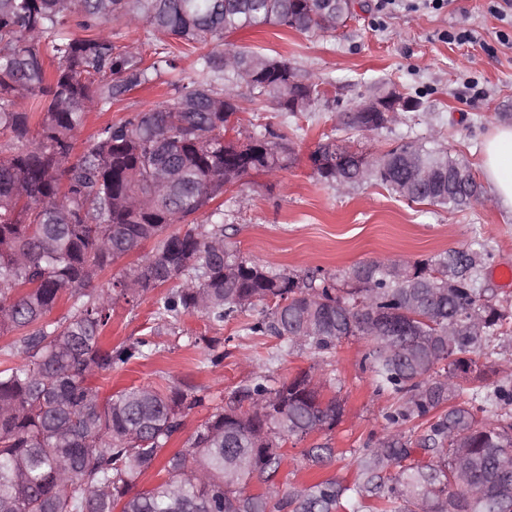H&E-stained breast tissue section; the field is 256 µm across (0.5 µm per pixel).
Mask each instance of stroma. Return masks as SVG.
<instances>
[{
	"label": "stroma",
	"instance_id": "stroma-1",
	"mask_svg": "<svg viewBox=\"0 0 512 512\" xmlns=\"http://www.w3.org/2000/svg\"><path fill=\"white\" fill-rule=\"evenodd\" d=\"M362 2L345 26L333 32L304 34L264 26L229 35L238 47L286 59L303 78L324 81L328 95L314 111L288 116L277 112L271 101L251 99L247 88L239 87L241 131L268 123L287 125L297 161L274 177H246L224 194L227 240L248 259L300 276L315 268L342 275L370 261L426 259L478 240L491 254L483 286L511 315L512 279L503 272L512 268V209L491 198L451 211L408 202L377 183L340 190L317 179L309 156L325 134L378 152L414 138L447 147L473 174H480L485 136L497 126L512 125V24L491 14L488 0H444L439 9L417 8L413 0H403L390 13L379 11L377 0ZM460 26L476 30L477 41H449V30ZM171 49L176 73L160 74L109 111L87 112L76 135V152H83L104 125L167 101L173 76H193L196 52L177 41ZM383 84L418 97L422 110L373 133L337 122L338 113ZM156 298L149 292L133 303H113L104 347L145 338L153 351L112 375L96 377L94 384L104 397L142 385H187L202 396V405L184 417L168 452L184 449L214 409L227 405L259 373L268 375L274 387L310 374L322 383L324 398L338 397L343 405L333 430L285 444L286 460L277 476L282 490L324 479L353 483L357 456L393 432L385 415L395 399L378 392L371 372L363 367L365 340L350 339L330 353L292 348L274 336L247 334L238 320L217 324L198 313L161 319ZM325 442L335 449V458L309 466L305 449Z\"/></svg>",
	"mask_w": 512,
	"mask_h": 512
}]
</instances>
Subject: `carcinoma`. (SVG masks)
I'll return each mask as SVG.
<instances>
[{"mask_svg":"<svg viewBox=\"0 0 512 512\" xmlns=\"http://www.w3.org/2000/svg\"><path fill=\"white\" fill-rule=\"evenodd\" d=\"M323 0H0V512H512V415L479 419L481 402L512 404L507 377L488 395L470 386L476 357L505 314L478 287L490 253L449 249L427 259L361 264L348 288L321 270L301 278L242 256L224 242V211H208L251 174L292 167L288 133L270 125L236 137V88L270 98L277 111L310 112L313 81L299 83L288 108L286 59L224 45V36L258 25L300 33L334 30ZM75 20L81 34L65 32ZM143 24L150 54L122 45L105 26ZM198 51L195 77L170 83L165 104L107 124L73 157V140L92 107L109 110L164 67L176 68L166 40ZM36 102L33 112L19 101ZM345 124L374 132L370 112L345 113ZM310 157L317 179L353 188L376 181L415 203L462 210L484 199L469 167L431 142L407 141L384 152L354 149L324 135ZM208 212V224L195 215ZM154 242L151 254L100 293L88 290L112 263ZM463 277L448 291V277ZM157 314L198 312L222 323L250 312L243 330L288 339L316 351L359 337L376 388L398 397L392 424L423 420L419 438L431 453L414 461L411 439L397 433L356 460L351 485L334 479L281 492L276 477L284 445L336 426L339 400H323L306 373L278 387L265 375L234 393L163 466L167 478L134 491L153 468L183 417L203 398L176 385L133 387L107 399L96 375L148 356L150 342L105 349L113 296L130 303L158 288ZM71 314L47 316L63 293ZM378 309L411 329L410 356L390 351L386 333L366 328ZM468 401L437 416L452 399ZM329 443L305 451L320 464ZM389 476L383 472L390 468ZM261 484L252 493L250 484Z\"/></svg>","mask_w":512,"mask_h":512,"instance_id":"1","label":"carcinoma"}]
</instances>
